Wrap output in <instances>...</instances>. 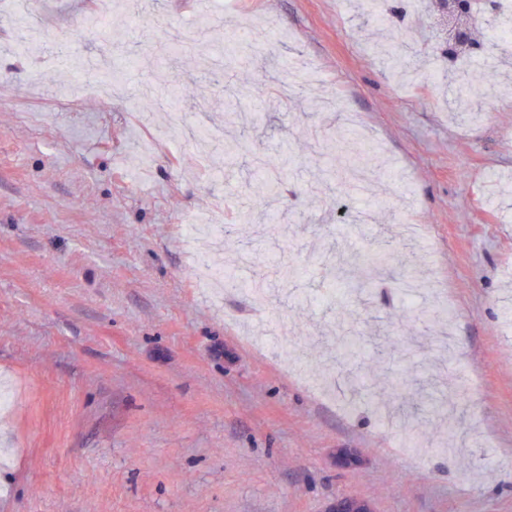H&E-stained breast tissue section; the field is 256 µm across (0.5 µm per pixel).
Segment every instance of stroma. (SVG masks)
I'll return each mask as SVG.
<instances>
[{
	"label": "stroma",
	"mask_w": 512,
	"mask_h": 512,
	"mask_svg": "<svg viewBox=\"0 0 512 512\" xmlns=\"http://www.w3.org/2000/svg\"><path fill=\"white\" fill-rule=\"evenodd\" d=\"M112 2L97 26L87 0H26L18 26L0 0V512H324L349 495L512 512V96L491 92L512 58L469 59L486 97L463 120L424 0H388L407 82L354 0ZM243 17L265 43L205 80ZM239 134L249 153L207 144ZM256 153L288 161L277 240L255 228ZM384 237L414 264L371 272ZM206 260L240 287L200 284ZM340 322L368 341L371 399L334 384ZM404 373L431 392L412 424L376 409ZM339 448L360 464L338 469Z\"/></svg>",
	"instance_id": "stroma-1"
}]
</instances>
